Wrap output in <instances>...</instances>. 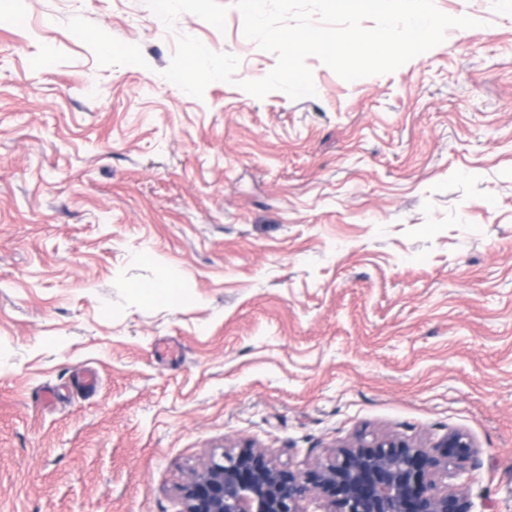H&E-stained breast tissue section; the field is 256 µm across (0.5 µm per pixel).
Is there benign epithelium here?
<instances>
[{
  "label": "benign epithelium",
  "mask_w": 512,
  "mask_h": 512,
  "mask_svg": "<svg viewBox=\"0 0 512 512\" xmlns=\"http://www.w3.org/2000/svg\"><path fill=\"white\" fill-rule=\"evenodd\" d=\"M475 453L471 439L455 431L429 446L361 437L302 473L244 445L186 476L182 512H302L310 497L323 499L329 512H471L461 488L446 479L464 474Z\"/></svg>",
  "instance_id": "benign-epithelium-1"
}]
</instances>
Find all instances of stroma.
Segmentation results:
<instances>
[{
  "label": "stroma",
  "instance_id": "1",
  "mask_svg": "<svg viewBox=\"0 0 512 512\" xmlns=\"http://www.w3.org/2000/svg\"><path fill=\"white\" fill-rule=\"evenodd\" d=\"M434 3L477 27L351 83L308 58L293 100L163 78L180 34L275 66L233 0H0V512H181L243 442L305 472L452 430L472 512H512V0Z\"/></svg>",
  "mask_w": 512,
  "mask_h": 512
}]
</instances>
